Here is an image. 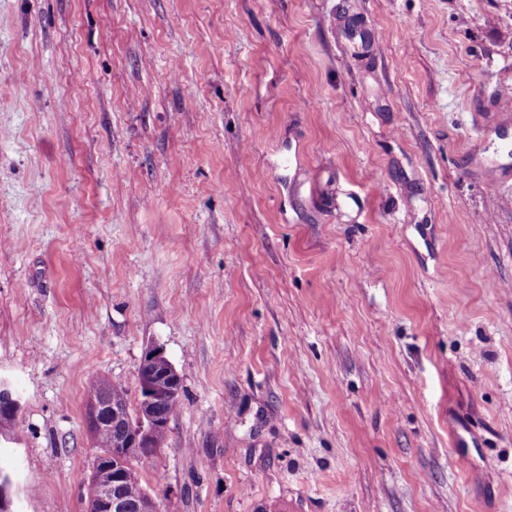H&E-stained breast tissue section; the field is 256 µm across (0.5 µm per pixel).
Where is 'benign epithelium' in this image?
Returning <instances> with one entry per match:
<instances>
[{"label": "benign epithelium", "instance_id": "7a95c632", "mask_svg": "<svg viewBox=\"0 0 512 512\" xmlns=\"http://www.w3.org/2000/svg\"><path fill=\"white\" fill-rule=\"evenodd\" d=\"M164 358L162 349L156 345L146 348L139 372L140 389L146 393L150 408L141 413L138 426L131 427V434L119 442L116 447L104 449L96 456L88 479V500L86 512H159L157 501L148 496L132 506L116 491L121 479L120 465L129 459H147L146 443L154 425L164 422V416L156 413V400L150 391V384L157 372V365ZM19 403L12 390L0 383V435L3 426L17 414ZM125 425L129 423L122 407L112 403L108 396L102 401L94 402L85 414L86 427L96 432L104 423ZM12 480L4 472H0V512H12Z\"/></svg>", "mask_w": 512, "mask_h": 512}]
</instances>
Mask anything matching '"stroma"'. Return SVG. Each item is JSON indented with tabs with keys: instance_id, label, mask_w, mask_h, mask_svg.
<instances>
[{
	"instance_id": "obj_1",
	"label": "stroma",
	"mask_w": 512,
	"mask_h": 512,
	"mask_svg": "<svg viewBox=\"0 0 512 512\" xmlns=\"http://www.w3.org/2000/svg\"><path fill=\"white\" fill-rule=\"evenodd\" d=\"M506 79L512 0H0L15 512L150 345L160 512H512Z\"/></svg>"
}]
</instances>
